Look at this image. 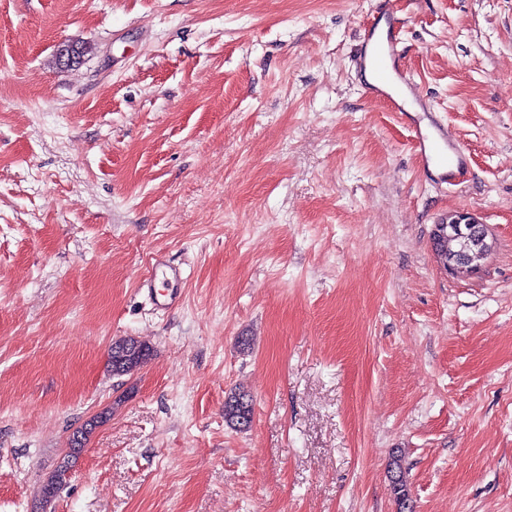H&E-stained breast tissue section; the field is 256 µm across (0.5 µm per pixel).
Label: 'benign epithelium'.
<instances>
[{"label": "benign epithelium", "instance_id": "7a95c632", "mask_svg": "<svg viewBox=\"0 0 512 512\" xmlns=\"http://www.w3.org/2000/svg\"><path fill=\"white\" fill-rule=\"evenodd\" d=\"M433 247L448 254L446 272L466 278L478 272L493 250L488 225L468 212L448 216V222L435 225Z\"/></svg>", "mask_w": 512, "mask_h": 512}]
</instances>
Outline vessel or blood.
<instances>
[{"instance_id": "b4317fda", "label": "vessel or blood", "mask_w": 512, "mask_h": 512, "mask_svg": "<svg viewBox=\"0 0 512 512\" xmlns=\"http://www.w3.org/2000/svg\"><path fill=\"white\" fill-rule=\"evenodd\" d=\"M401 54L397 31H390L385 38L374 42L370 53L373 82L368 88L369 96L383 101L397 96L411 102L420 111H430L429 101L401 67ZM433 129L430 135L416 133L417 154L425 164L435 159L445 162L442 177L445 182H454L468 169L466 149L444 124H434ZM154 276L161 282L160 287L152 291L154 305L161 310L172 307L177 300L176 286L182 279L181 270L161 263L156 266Z\"/></svg>"}]
</instances>
